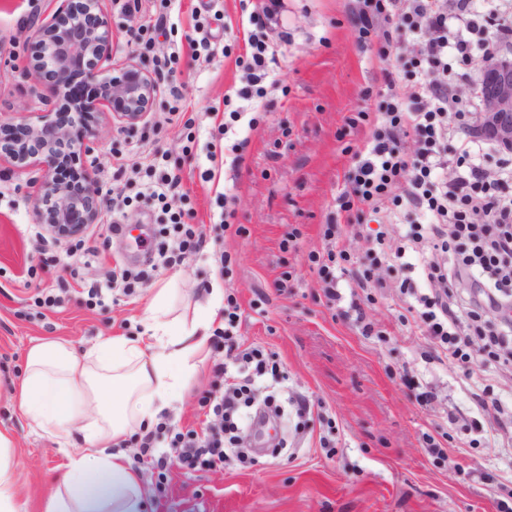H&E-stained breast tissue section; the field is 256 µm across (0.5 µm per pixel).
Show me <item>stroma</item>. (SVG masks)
<instances>
[{"label":"stroma","mask_w":512,"mask_h":512,"mask_svg":"<svg viewBox=\"0 0 512 512\" xmlns=\"http://www.w3.org/2000/svg\"><path fill=\"white\" fill-rule=\"evenodd\" d=\"M262 6V0H105L113 62L131 59L157 72L170 55H187L198 22L210 46L193 67L176 64L173 75L160 79L153 109L137 128L102 117L95 177L101 189L129 201L121 213L104 211L102 223L87 228L88 264L67 257V242L35 234L36 174L0 160V431L15 440L20 512H46L68 454L83 448L79 431L64 442L45 436L18 410L12 389L29 346L54 338L83 351L101 339L139 333L148 288L97 305L88 302L87 290L115 265L147 267L152 232L173 210L182 211L185 223L201 225L205 248L158 272L156 281L172 280L175 312L207 306L219 256H230L233 273L224 291L241 305L236 340L265 350L275 364L241 416L247 421L274 394L281 413L273 425L240 430L245 459L207 471L141 467L149 512H498V502L512 494V447L490 438L494 428H512V373L427 358L425 336L401 319L406 302L399 286L425 288L420 266L380 267L391 288L367 305L374 331L366 336L327 307L308 260L325 248L321 225H341L361 265L369 261L365 234L380 231L391 239L414 220L403 206L393 224L367 210L357 228L337 204L352 152L371 133L368 122L352 127L348 120L378 111L388 96L380 41L359 39L353 0H287L270 34L273 87L265 98L245 101L235 59L249 17ZM51 12L50 0H0V115L45 109L42 79L15 72L11 62L34 49V14ZM228 101L258 118L255 128L243 121L235 126L237 138L249 140L239 161L224 151L220 126ZM162 161L180 176L179 195L165 204L139 198L150 165ZM228 206L243 235L222 231ZM114 222L121 231H110ZM292 225L302 237L297 252L285 253L280 242ZM283 276L288 290L281 294L274 282ZM49 294L57 305H43ZM225 357L223 342L210 339L196 377L167 412L169 423L200 428L199 395ZM424 391L436 395L430 404L416 399ZM299 397L310 401V410L297 412ZM481 397L501 399L505 411L488 416L477 403ZM427 435L442 454L428 452Z\"/></svg>","instance_id":"stroma-1"}]
</instances>
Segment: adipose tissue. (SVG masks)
Listing matches in <instances>:
<instances>
[{
	"label": "adipose tissue",
	"instance_id": "ef3b65f1",
	"mask_svg": "<svg viewBox=\"0 0 512 512\" xmlns=\"http://www.w3.org/2000/svg\"><path fill=\"white\" fill-rule=\"evenodd\" d=\"M168 286L145 308L141 335L113 336L79 351L41 340L26 354L15 391L19 411L46 434L79 429L85 447L70 456L47 512H145L140 477L124 447L176 403L208 352L216 305L206 314L170 317ZM14 440L0 431V512H17Z\"/></svg>",
	"mask_w": 512,
	"mask_h": 512
}]
</instances>
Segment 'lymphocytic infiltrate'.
Masks as SVG:
<instances>
[{
    "label": "lymphocytic infiltrate",
    "mask_w": 512,
    "mask_h": 512,
    "mask_svg": "<svg viewBox=\"0 0 512 512\" xmlns=\"http://www.w3.org/2000/svg\"><path fill=\"white\" fill-rule=\"evenodd\" d=\"M352 22L360 37L380 32L384 55L398 51L392 33L407 30L422 34L409 71L384 68L389 95L375 116L374 129L364 150L355 152L356 163L339 207L346 213L380 211L391 200L396 185H404L409 206L428 215L413 237L432 238L433 252L423 260L430 288L418 299L414 322L432 349L465 363L498 361L505 344L512 342V157L501 158L496 178H489L480 158L481 140L472 123L474 101L462 99L458 87L476 85L471 71L470 34L482 37L485 50L512 43V19L489 10L476 11L473 0H360ZM271 46L263 33H249L246 53L238 64L247 82L243 99L267 95L264 81ZM412 150H405L404 140ZM458 142L459 173L447 177L448 161L439 149L442 140ZM325 253L309 254L324 284L327 306H335L343 276H352L357 288L370 295L388 288L378 269L389 258L383 236L368 239L369 265L350 269V251L336 224L323 227ZM205 236L198 225L187 224L175 213L154 236L150 269L115 266L105 283L91 286L89 299H102L119 290L134 294L154 272L168 268L174 259L200 253ZM477 283L481 297L458 309L454 284L460 275ZM500 308L506 315L499 324L483 323L485 309ZM475 321L474 337L461 336V318ZM237 372L215 364L211 389L201 393L206 410L201 429L175 432L171 447L186 469L199 471L223 467L236 447L235 415L240 405L254 399L256 378L266 374L269 357L258 347L237 351Z\"/></svg>",
    "instance_id": "f902f5d3"
}]
</instances>
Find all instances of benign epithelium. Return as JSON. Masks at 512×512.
I'll return each mask as SVG.
<instances>
[{"instance_id":"7a95c632","label":"benign epithelium","mask_w":512,"mask_h":512,"mask_svg":"<svg viewBox=\"0 0 512 512\" xmlns=\"http://www.w3.org/2000/svg\"><path fill=\"white\" fill-rule=\"evenodd\" d=\"M38 50L24 70L46 80L44 98L50 112H36L17 122H0V156L18 171H40L35 218L56 238H75L102 218L100 191L88 158L98 136V115L104 110L123 127L135 128L151 111L159 94L156 79L128 61L109 71L112 42L102 0H60L50 18L34 30ZM480 133L512 151V54L482 58L478 66ZM96 90L88 101H73L76 119L62 112L65 90L75 81ZM76 167L77 180L57 181V167Z\"/></svg>"}]
</instances>
